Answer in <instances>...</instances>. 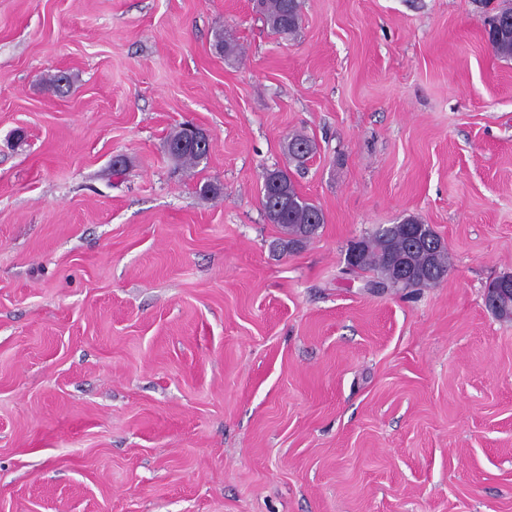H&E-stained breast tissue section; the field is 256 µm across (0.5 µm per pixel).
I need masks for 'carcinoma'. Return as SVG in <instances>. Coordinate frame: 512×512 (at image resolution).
I'll return each instance as SVG.
<instances>
[{"instance_id":"carcinoma-1","label":"carcinoma","mask_w":512,"mask_h":512,"mask_svg":"<svg viewBox=\"0 0 512 512\" xmlns=\"http://www.w3.org/2000/svg\"><path fill=\"white\" fill-rule=\"evenodd\" d=\"M259 13L271 32L277 35L295 33L301 23L300 0H257ZM494 54L504 60H512V33L502 36L489 35L487 39ZM170 158L179 166L193 169L207 160L210 142L195 141L185 136L184 128L171 132L167 139ZM313 152L311 140L303 134H294L288 140V156L301 164ZM261 205L267 220L281 227L284 237L277 246L283 250L294 249L310 240L325 222L323 211L313 202L302 197L288 171L277 169L273 178L263 182ZM420 223L415 217L377 229L362 238V247L356 256L355 266L361 270H373L380 281L373 287H423L437 284L448 272V249L437 233L429 226L423 235L436 240L434 249L414 240L409 226ZM396 253L411 257L412 274L401 282L388 266V259Z\"/></svg>"}]
</instances>
